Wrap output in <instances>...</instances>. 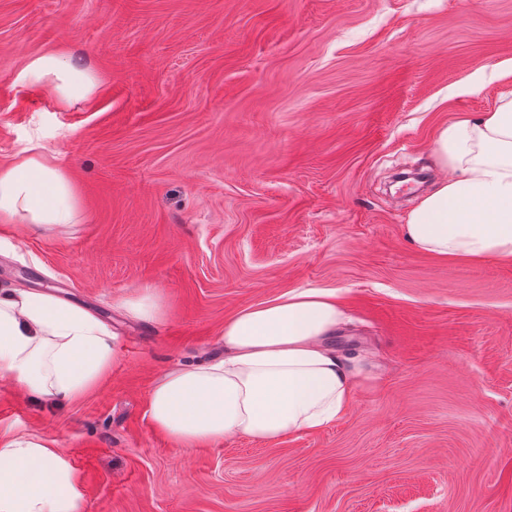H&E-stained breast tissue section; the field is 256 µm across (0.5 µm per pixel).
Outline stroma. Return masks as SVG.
Wrapping results in <instances>:
<instances>
[{
  "label": "stroma",
  "instance_id": "35a3bbf8",
  "mask_svg": "<svg viewBox=\"0 0 512 512\" xmlns=\"http://www.w3.org/2000/svg\"><path fill=\"white\" fill-rule=\"evenodd\" d=\"M49 52L94 92L21 78ZM507 89L512 0H0V162L50 148L79 201L65 233L0 224V286L87 309L117 343L67 404L0 381V435L62 449L85 512H512V264L403 233L443 177L436 128ZM138 288L161 321L121 307ZM308 288L335 292L329 344L366 378L345 417L198 448L155 430L164 372Z\"/></svg>",
  "mask_w": 512,
  "mask_h": 512
}]
</instances>
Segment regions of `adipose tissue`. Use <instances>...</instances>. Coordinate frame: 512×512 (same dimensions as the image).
<instances>
[{
    "instance_id": "ef3b65f1",
    "label": "adipose tissue",
    "mask_w": 512,
    "mask_h": 512,
    "mask_svg": "<svg viewBox=\"0 0 512 512\" xmlns=\"http://www.w3.org/2000/svg\"><path fill=\"white\" fill-rule=\"evenodd\" d=\"M23 78L90 95L94 75L73 57L32 59ZM432 155L444 177L406 216L407 241L444 258L512 263V91L495 107L439 126ZM77 197L55 155L25 149L0 163V222L73 224ZM343 322L333 292H291L237 313L221 330L223 356L166 372L146 412L182 448L234 436L272 441L346 415L360 371L326 339ZM115 336L93 313L45 292L0 289V379L66 403L114 360ZM70 457L35 435L0 436V512H85Z\"/></svg>"
}]
</instances>
